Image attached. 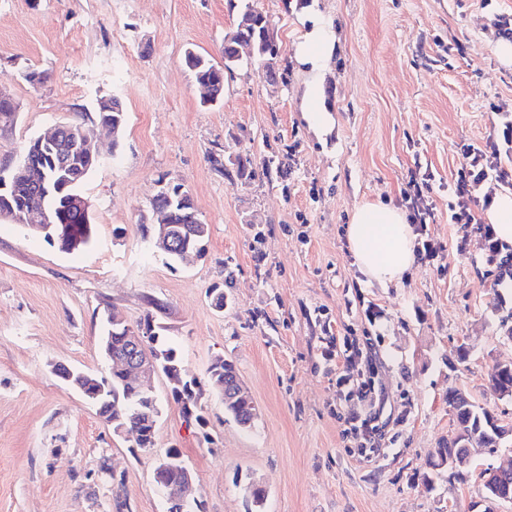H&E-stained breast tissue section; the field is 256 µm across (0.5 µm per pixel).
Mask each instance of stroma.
<instances>
[{"instance_id":"35a3bbf8","label":"stroma","mask_w":512,"mask_h":512,"mask_svg":"<svg viewBox=\"0 0 512 512\" xmlns=\"http://www.w3.org/2000/svg\"><path fill=\"white\" fill-rule=\"evenodd\" d=\"M245 0H0V87L18 105L0 128V172L55 125L91 124L96 103L127 113L119 140L81 186L92 241L67 254L0 220V512H164L156 459L178 449L205 512H250L245 488L266 491L263 512H512L485 498L476 455L465 480L426 485L427 460L454 431L448 396L461 390L512 424V398L487 388L489 369L512 362L499 288L481 233L449 223L469 148L512 120V68L495 52L512 42V0H255L280 47L277 81L261 64L229 74L219 103L204 105L186 49L224 62V36ZM336 36L323 83L332 129L315 132L300 110L308 78L294 58L305 8ZM34 67L50 78L32 86ZM250 157L259 176L230 181L209 161ZM281 172L263 174L268 159ZM431 173L429 191L408 182ZM190 192L209 226L203 257L167 262L144 239L156 181ZM382 201L429 212L433 259L401 283L363 276L346 226L356 207ZM226 292L224 311L212 288ZM202 384L205 426L186 425L163 375L154 447L113 435L58 366L105 374L104 312L129 324L147 299ZM358 343L392 407L380 457L369 462L349 431L359 410L338 383L329 351ZM233 361L258 419L225 414L207 369Z\"/></svg>"}]
</instances>
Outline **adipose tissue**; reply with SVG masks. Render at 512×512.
Segmentation results:
<instances>
[{
	"mask_svg": "<svg viewBox=\"0 0 512 512\" xmlns=\"http://www.w3.org/2000/svg\"><path fill=\"white\" fill-rule=\"evenodd\" d=\"M308 22L310 28L295 48L297 64L310 73L301 108L313 127L325 131L333 120L323 102V76L336 38L316 16ZM346 235L359 270L380 285L400 282L414 263L413 230L405 212L394 205L377 201L357 207Z\"/></svg>",
	"mask_w": 512,
	"mask_h": 512,
	"instance_id": "ef3b65f1",
	"label": "adipose tissue"
}]
</instances>
